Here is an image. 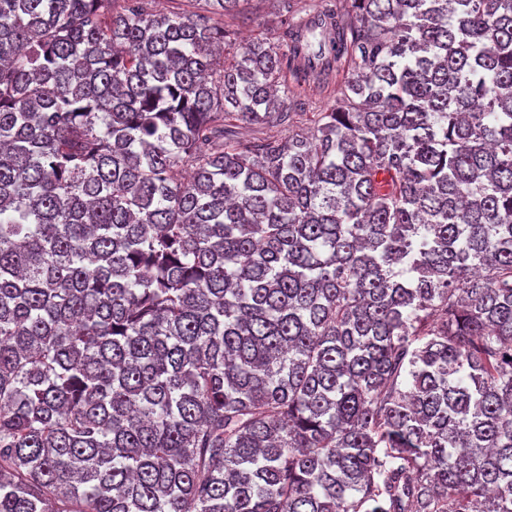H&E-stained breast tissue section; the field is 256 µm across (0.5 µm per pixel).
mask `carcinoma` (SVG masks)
<instances>
[{
	"mask_svg": "<svg viewBox=\"0 0 512 512\" xmlns=\"http://www.w3.org/2000/svg\"><path fill=\"white\" fill-rule=\"evenodd\" d=\"M203 2L0 0V512H512V0ZM218 18L225 27L237 30L238 41L266 38L276 45L282 42L281 18L268 2L253 0L244 6L241 14ZM293 90V101L294 106L296 104H304V110L296 109L297 112H322L323 110L330 108L336 103V95L333 92L334 86L329 88L326 92H316L309 88H298L295 86L291 87ZM293 106V108H294Z\"/></svg>",
	"mask_w": 512,
	"mask_h": 512,
	"instance_id": "carcinoma-1",
	"label": "carcinoma"
}]
</instances>
